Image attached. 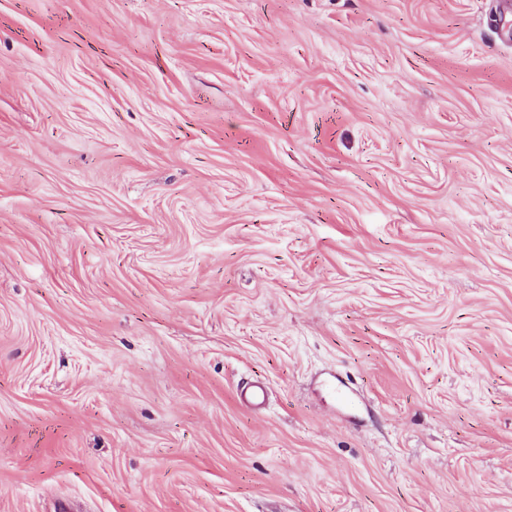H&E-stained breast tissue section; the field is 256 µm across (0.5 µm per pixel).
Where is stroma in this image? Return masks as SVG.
<instances>
[{
    "label": "stroma",
    "instance_id": "obj_1",
    "mask_svg": "<svg viewBox=\"0 0 512 512\" xmlns=\"http://www.w3.org/2000/svg\"><path fill=\"white\" fill-rule=\"evenodd\" d=\"M0 512H512V13L0 0Z\"/></svg>",
    "mask_w": 512,
    "mask_h": 512
}]
</instances>
